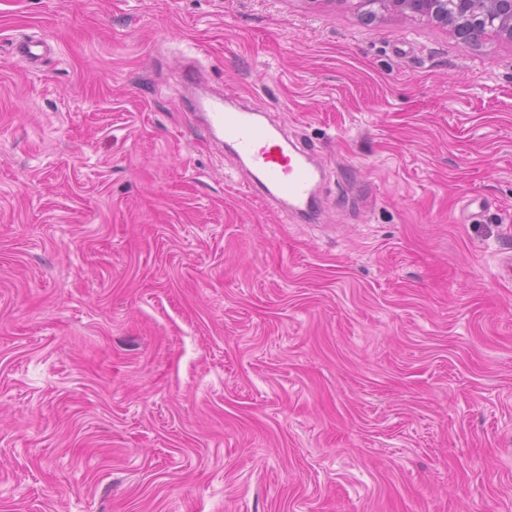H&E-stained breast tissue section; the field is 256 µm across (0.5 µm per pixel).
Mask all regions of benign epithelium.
Here are the masks:
<instances>
[{
    "mask_svg": "<svg viewBox=\"0 0 512 512\" xmlns=\"http://www.w3.org/2000/svg\"><path fill=\"white\" fill-rule=\"evenodd\" d=\"M475 10L469 0H456L458 19L448 20V0H389L390 10L451 25L456 37L470 41L490 36L512 41V0H483Z\"/></svg>",
    "mask_w": 512,
    "mask_h": 512,
    "instance_id": "benign-epithelium-1",
    "label": "benign epithelium"
}]
</instances>
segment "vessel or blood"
Here are the masks:
<instances>
[{"label":"vessel or blood","mask_w":512,"mask_h":512,"mask_svg":"<svg viewBox=\"0 0 512 512\" xmlns=\"http://www.w3.org/2000/svg\"><path fill=\"white\" fill-rule=\"evenodd\" d=\"M192 106L204 116V128L223 140L250 165L251 185L264 202L296 213L311 209L322 165L306 148L287 147L278 127L257 117L255 110L234 104L232 95L199 97Z\"/></svg>","instance_id":"1"}]
</instances>
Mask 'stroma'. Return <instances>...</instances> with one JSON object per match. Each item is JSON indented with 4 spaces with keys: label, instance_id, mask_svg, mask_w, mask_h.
<instances>
[{
    "label": "stroma",
    "instance_id": "35a3bbf8",
    "mask_svg": "<svg viewBox=\"0 0 512 512\" xmlns=\"http://www.w3.org/2000/svg\"><path fill=\"white\" fill-rule=\"evenodd\" d=\"M193 60L325 164L316 222L245 191ZM511 257L512 42L0 0V512H512Z\"/></svg>",
    "mask_w": 512,
    "mask_h": 512
}]
</instances>
